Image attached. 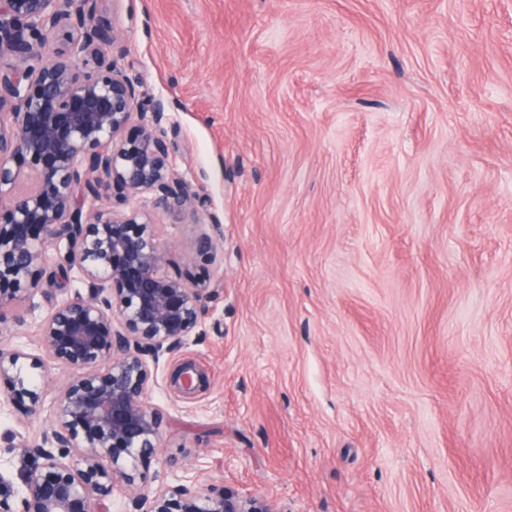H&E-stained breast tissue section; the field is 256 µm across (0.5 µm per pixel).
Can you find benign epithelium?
Here are the masks:
<instances>
[{
	"label": "benign epithelium",
	"mask_w": 512,
	"mask_h": 512,
	"mask_svg": "<svg viewBox=\"0 0 512 512\" xmlns=\"http://www.w3.org/2000/svg\"><path fill=\"white\" fill-rule=\"evenodd\" d=\"M102 2L0 0V59H11L0 63V321L43 291L47 245L64 283L75 272L86 285L38 323L42 354L0 348V410L42 404L46 360L72 371L51 434L0 436L7 453L28 448L40 460L13 478L0 459V512H112L116 492L138 512H272L205 489L196 475L153 489L140 470L168 426L147 402L152 365L196 333L218 289L169 275L156 224L139 206L146 194L167 210L203 202L175 171L164 104H149L108 57L117 33ZM134 120L137 133L119 138ZM103 177L127 191L128 211L98 204ZM217 247L205 232L197 253L211 259ZM174 382L191 393L201 375L187 365Z\"/></svg>",
	"instance_id": "benign-epithelium-1"
}]
</instances>
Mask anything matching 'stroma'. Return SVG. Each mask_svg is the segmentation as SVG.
I'll return each instance as SVG.
<instances>
[{
    "label": "stroma",
    "mask_w": 512,
    "mask_h": 512,
    "mask_svg": "<svg viewBox=\"0 0 512 512\" xmlns=\"http://www.w3.org/2000/svg\"><path fill=\"white\" fill-rule=\"evenodd\" d=\"M103 7L207 201L152 210L169 271L219 290L156 366L150 487L181 465L271 512H512V0ZM54 302L17 303L0 348L36 351ZM68 376L0 434L48 432Z\"/></svg>",
    "instance_id": "1"
}]
</instances>
